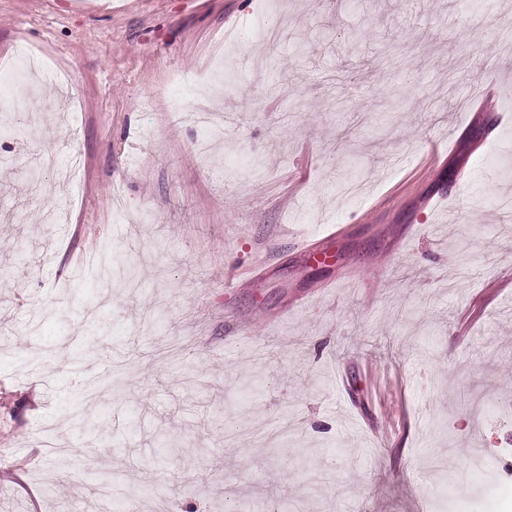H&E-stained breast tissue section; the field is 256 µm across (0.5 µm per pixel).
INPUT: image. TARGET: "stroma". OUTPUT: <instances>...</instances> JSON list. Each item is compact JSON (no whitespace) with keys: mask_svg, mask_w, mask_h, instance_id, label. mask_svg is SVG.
<instances>
[{"mask_svg":"<svg viewBox=\"0 0 512 512\" xmlns=\"http://www.w3.org/2000/svg\"><path fill=\"white\" fill-rule=\"evenodd\" d=\"M22 44L0 512H96L100 472L138 512H512L501 0H0V56ZM219 53L202 156L167 104ZM487 76L505 93L470 99Z\"/></svg>","mask_w":512,"mask_h":512,"instance_id":"1","label":"stroma"}]
</instances>
